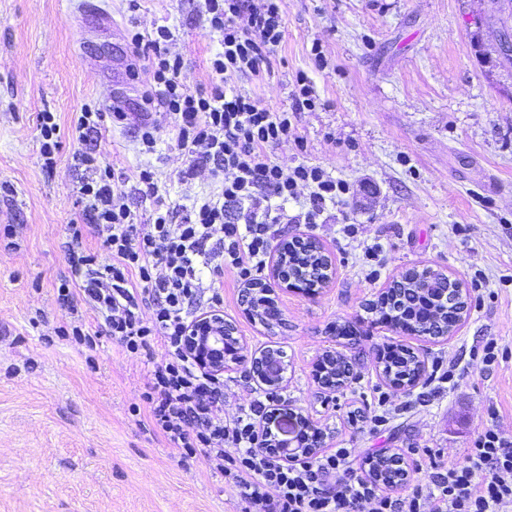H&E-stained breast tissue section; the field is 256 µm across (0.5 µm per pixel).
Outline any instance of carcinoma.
<instances>
[{
    "instance_id": "obj_1",
    "label": "carcinoma",
    "mask_w": 512,
    "mask_h": 512,
    "mask_svg": "<svg viewBox=\"0 0 512 512\" xmlns=\"http://www.w3.org/2000/svg\"><path fill=\"white\" fill-rule=\"evenodd\" d=\"M288 269L295 280L305 286L319 284L324 277L325 263L321 254L310 248L291 251ZM457 281L431 268H412L392 281L377 301L369 305L379 319H390L398 325L416 326L429 336H442L448 331L447 316L464 308L457 290ZM448 293V303H437L432 297ZM328 378L342 384L349 368L342 356L329 358ZM384 371L395 380L410 381L418 370V359L408 349L398 347L385 354Z\"/></svg>"
}]
</instances>
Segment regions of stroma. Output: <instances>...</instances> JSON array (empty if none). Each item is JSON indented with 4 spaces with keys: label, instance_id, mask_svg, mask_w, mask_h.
Wrapping results in <instances>:
<instances>
[{
    "label": "stroma",
    "instance_id": "1",
    "mask_svg": "<svg viewBox=\"0 0 512 512\" xmlns=\"http://www.w3.org/2000/svg\"><path fill=\"white\" fill-rule=\"evenodd\" d=\"M194 0H0V226L13 225L14 247L0 238V512H242L243 505L205 452L184 456L153 431L145 396L151 357L126 352L100 334L92 309L82 318L94 348L60 335L75 324L58 297L71 280L67 226L82 219L71 135L86 105L133 90L117 124L105 119L95 147L112 166L138 223L157 201L183 203L217 191L209 171L187 181V157L162 124L152 153L139 143L148 60L131 33L170 26L180 79L207 93L215 41ZM285 38L270 75L240 86L263 104L294 105L296 73L321 101L297 113L293 135L273 149L285 168L321 167L349 193L303 223L311 194L298 190L288 222L272 241L319 238L335 260L332 285L315 298L276 290L282 322L266 327L241 304L233 271L217 277L220 309L235 323L245 354L279 347L288 362L278 396L325 434V449H351L359 465L378 452L401 454L410 474L431 461L461 462L488 426L512 441V65L499 54L512 34V0H282ZM108 15L104 29L98 14ZM326 60L317 68L311 53ZM60 126L56 162L45 167L38 116ZM156 171L158 196L132 174ZM428 266L461 281L468 316L451 336L432 339L374 325L368 312L390 282ZM347 324L352 336L337 335ZM495 343L494 364L483 348ZM402 345L425 359L423 379L407 393L376 371L379 349ZM343 354L355 381L326 392L313 369ZM224 415L250 413L266 389L245 365L225 370ZM384 416L373 426L374 416Z\"/></svg>",
    "mask_w": 512,
    "mask_h": 512
}]
</instances>
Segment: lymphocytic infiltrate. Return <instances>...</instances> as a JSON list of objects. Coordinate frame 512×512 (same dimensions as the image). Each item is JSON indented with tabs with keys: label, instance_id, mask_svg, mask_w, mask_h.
Listing matches in <instances>:
<instances>
[{
	"label": "lymphocytic infiltrate",
	"instance_id": "obj_1",
	"mask_svg": "<svg viewBox=\"0 0 512 512\" xmlns=\"http://www.w3.org/2000/svg\"><path fill=\"white\" fill-rule=\"evenodd\" d=\"M198 13L218 42L209 94L181 83L182 60L169 51V26H158L150 39L136 33L131 40L147 50L162 116L188 159L182 178L205 168L221 179V190L194 201L182 216L157 203L149 223L141 224L113 183L110 165L80 155L88 173L77 187L83 221L69 227L66 255L74 279L59 287L60 298L96 311L101 327L129 353L148 350L155 340L163 344L169 359L150 373V422L186 453L206 452L243 512H512V441L492 427L477 436L463 462L434 465L426 479L395 495L361 474L350 449L285 464L263 450L256 416L225 418L219 379L184 352L187 325L224 302L212 275L229 269L246 281L265 266L270 227L281 221L272 199L285 202L299 187H310L304 221L312 224L324 203L349 187L320 167L285 169L271 158L273 146L292 133L295 113L319 104L305 73L295 76L290 111L268 107L238 86L242 77L270 70L284 39L280 0H200ZM90 234L103 252L88 246ZM147 301L153 304L148 317L141 311Z\"/></svg>",
	"mask_w": 512,
	"mask_h": 512
}]
</instances>
